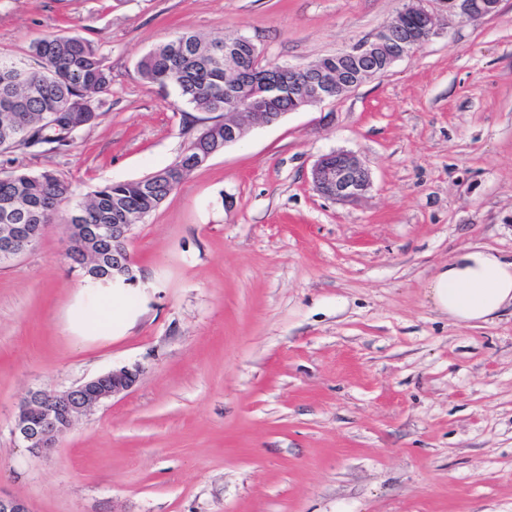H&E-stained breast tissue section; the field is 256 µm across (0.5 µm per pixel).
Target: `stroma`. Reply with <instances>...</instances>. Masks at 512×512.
Returning a JSON list of instances; mask_svg holds the SVG:
<instances>
[{
  "label": "stroma",
  "instance_id": "obj_1",
  "mask_svg": "<svg viewBox=\"0 0 512 512\" xmlns=\"http://www.w3.org/2000/svg\"><path fill=\"white\" fill-rule=\"evenodd\" d=\"M406 2L0 0V51L77 33L112 71L96 125L17 162L82 193L144 178L208 118L140 79L156 44L238 33L304 66ZM333 150L370 170L355 202L312 189ZM66 236L0 267V492L31 512H512V308L467 327L426 292L466 246L512 259V0L195 170L135 226V287L69 274ZM134 364L49 454L15 442L30 391Z\"/></svg>",
  "mask_w": 512,
  "mask_h": 512
}]
</instances>
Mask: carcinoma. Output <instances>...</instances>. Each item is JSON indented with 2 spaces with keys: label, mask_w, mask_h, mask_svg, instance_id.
Listing matches in <instances>:
<instances>
[{
  "label": "carcinoma",
  "mask_w": 512,
  "mask_h": 512,
  "mask_svg": "<svg viewBox=\"0 0 512 512\" xmlns=\"http://www.w3.org/2000/svg\"><path fill=\"white\" fill-rule=\"evenodd\" d=\"M242 67L224 75L223 43L194 33H179L137 62L140 78L150 84L173 82L182 99L202 112L235 111L255 83L278 81L279 66H259L252 44L239 35ZM112 71L96 46L73 33L48 36L30 44L27 58L0 55V156L34 151L39 143L58 150L74 143L75 134L94 125L108 105ZM194 171L176 159L139 180L106 184L81 197L63 174L13 168L0 172V209L13 211L17 224H52L65 212L86 213L87 224H135L148 216ZM96 268L112 270V238L95 242Z\"/></svg>",
  "instance_id": "1"
}]
</instances>
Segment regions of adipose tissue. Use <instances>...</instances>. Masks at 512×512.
Masks as SVG:
<instances>
[{"label":"adipose tissue","mask_w":512,"mask_h":512,"mask_svg":"<svg viewBox=\"0 0 512 512\" xmlns=\"http://www.w3.org/2000/svg\"><path fill=\"white\" fill-rule=\"evenodd\" d=\"M435 308L455 324L474 326L512 307V260L473 245L458 251L428 283Z\"/></svg>","instance_id":"1"}]
</instances>
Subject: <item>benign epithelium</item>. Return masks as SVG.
<instances>
[{"label": "benign epithelium", "mask_w": 512, "mask_h": 512, "mask_svg": "<svg viewBox=\"0 0 512 512\" xmlns=\"http://www.w3.org/2000/svg\"><path fill=\"white\" fill-rule=\"evenodd\" d=\"M433 0H409L408 5L375 33L350 49L333 55L336 64L321 58L308 66L284 65L283 81L297 92L295 112L313 104L341 97L367 79L385 74L398 60L411 56L439 34L440 23L430 8ZM447 11L462 21L485 19L497 14L500 0H441ZM273 99L272 85L255 86L245 112L224 113V140H212L209 127L191 147V164L201 167L222 149L241 140L255 126L270 125L286 113L268 111ZM312 189L339 202H354L371 187L369 169L352 153L333 151L322 155L311 170ZM68 232L93 240L107 233L131 235L133 225L69 224ZM35 230L29 224H11L3 216L0 224V262L17 258L36 245ZM91 282L114 288L133 285L136 275L130 254L119 248L112 253V276L91 277ZM138 367L115 368L88 381L58 392L32 391L15 414L12 433L33 454L56 447L58 438L71 430L78 419L102 403L129 392L139 381ZM0 512H31L28 503L0 493Z\"/></svg>", "instance_id": "obj_1"}]
</instances>
